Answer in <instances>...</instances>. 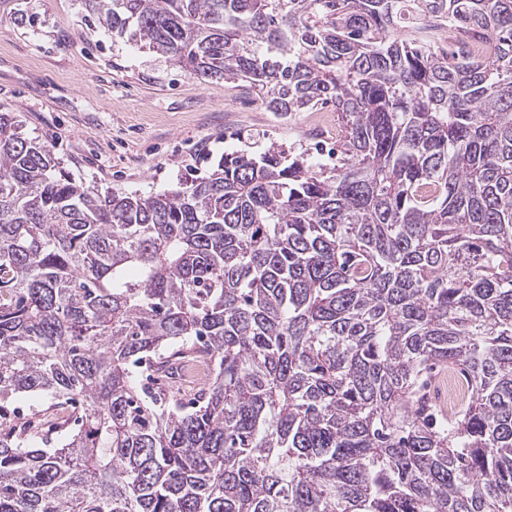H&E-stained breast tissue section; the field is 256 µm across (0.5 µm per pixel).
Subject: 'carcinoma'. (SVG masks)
Returning <instances> with one entry per match:
<instances>
[{
	"mask_svg": "<svg viewBox=\"0 0 512 512\" xmlns=\"http://www.w3.org/2000/svg\"><path fill=\"white\" fill-rule=\"evenodd\" d=\"M273 112L332 105L336 164L270 145L147 197L71 178L0 113V512H512V0H86ZM189 404L131 370L185 351ZM462 375L438 413L428 373ZM418 35L423 38L435 40L436 45L440 47H446V41L442 37L443 29L448 27V31L451 30L448 18L441 17L435 13H426L421 15L417 20H414ZM442 38V39H437ZM7 407L11 419L17 420L15 415L19 413L21 421L33 432L47 434V430L50 428L51 433L54 426L63 429L70 425L64 422V418H60L61 415L56 414L52 400L47 397H21Z\"/></svg>",
	"mask_w": 512,
	"mask_h": 512,
	"instance_id": "obj_1",
	"label": "carcinoma"
}]
</instances>
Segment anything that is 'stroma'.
<instances>
[{"label":"stroma","mask_w":512,"mask_h":512,"mask_svg":"<svg viewBox=\"0 0 512 512\" xmlns=\"http://www.w3.org/2000/svg\"><path fill=\"white\" fill-rule=\"evenodd\" d=\"M0 112L49 145L75 180L148 196L224 152L336 138V114L271 112L245 82L201 79L89 20L80 0H0ZM31 431L64 428L47 397L9 407Z\"/></svg>","instance_id":"35a3bbf8"}]
</instances>
